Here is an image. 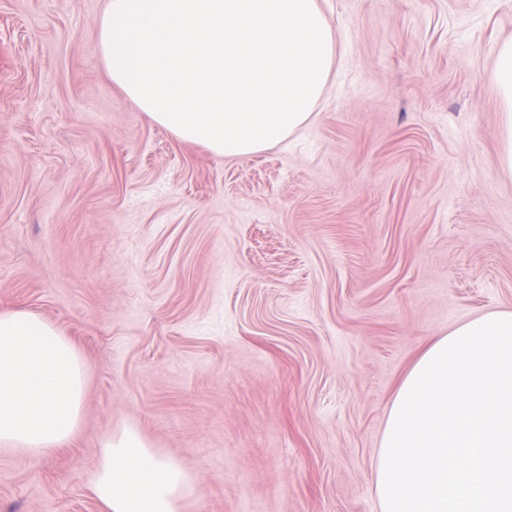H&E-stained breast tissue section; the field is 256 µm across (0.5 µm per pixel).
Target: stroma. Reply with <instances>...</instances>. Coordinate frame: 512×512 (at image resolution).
<instances>
[{
  "label": "stroma",
  "instance_id": "stroma-1",
  "mask_svg": "<svg viewBox=\"0 0 512 512\" xmlns=\"http://www.w3.org/2000/svg\"><path fill=\"white\" fill-rule=\"evenodd\" d=\"M105 5L0 0V310L63 330L87 376L66 448L0 449V512H102L100 444L126 425L195 474L184 512H380L414 357L512 311V0H330L325 98L239 158L112 83ZM494 77L497 83L502 113V167L512 173V40L501 44L496 54Z\"/></svg>",
  "mask_w": 512,
  "mask_h": 512
}]
</instances>
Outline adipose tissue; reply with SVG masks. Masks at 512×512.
Instances as JSON below:
<instances>
[{
	"label": "adipose tissue",
	"instance_id": "1",
	"mask_svg": "<svg viewBox=\"0 0 512 512\" xmlns=\"http://www.w3.org/2000/svg\"><path fill=\"white\" fill-rule=\"evenodd\" d=\"M96 50L155 124L222 157L265 152L305 126L338 56L322 0H107ZM494 77L512 172V40ZM85 391L69 338L34 312L0 311V447L63 448ZM195 483L129 426L103 440L92 490L105 512H181ZM374 490L381 512H512V311L466 321L414 360L388 411Z\"/></svg>",
	"mask_w": 512,
	"mask_h": 512
}]
</instances>
